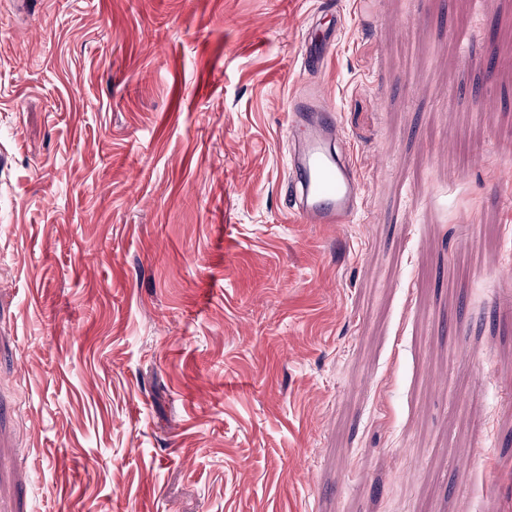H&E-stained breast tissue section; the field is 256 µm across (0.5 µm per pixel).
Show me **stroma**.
<instances>
[{
	"instance_id": "stroma-1",
	"label": "stroma",
	"mask_w": 512,
	"mask_h": 512,
	"mask_svg": "<svg viewBox=\"0 0 512 512\" xmlns=\"http://www.w3.org/2000/svg\"><path fill=\"white\" fill-rule=\"evenodd\" d=\"M511 30L512 0H0V512H512ZM300 96L354 223L286 207ZM332 34L322 38L310 37L304 41V60L306 68L317 69L321 67L326 57L334 47Z\"/></svg>"
}]
</instances>
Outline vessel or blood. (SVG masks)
<instances>
[{"instance_id":"b4317fda","label":"vessel or blood","mask_w":512,"mask_h":512,"mask_svg":"<svg viewBox=\"0 0 512 512\" xmlns=\"http://www.w3.org/2000/svg\"><path fill=\"white\" fill-rule=\"evenodd\" d=\"M333 48L331 36L304 42L307 68L321 67ZM288 207L306 224H350L363 199L351 145L333 103L294 100L288 116Z\"/></svg>"}]
</instances>
